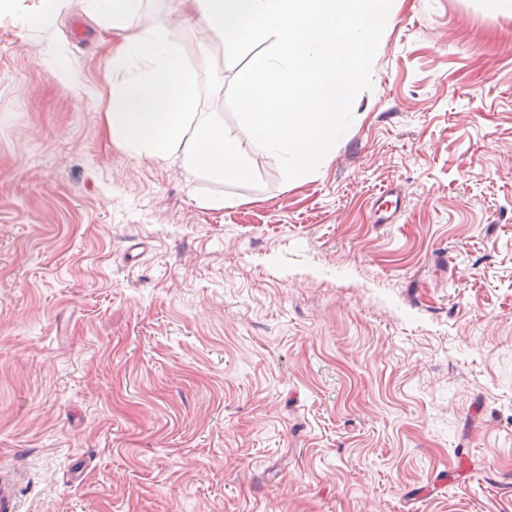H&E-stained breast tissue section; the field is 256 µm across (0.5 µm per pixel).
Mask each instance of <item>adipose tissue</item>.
I'll return each instance as SVG.
<instances>
[{"label":"adipose tissue","mask_w":512,"mask_h":512,"mask_svg":"<svg viewBox=\"0 0 512 512\" xmlns=\"http://www.w3.org/2000/svg\"><path fill=\"white\" fill-rule=\"evenodd\" d=\"M89 20L124 30L113 48V70L140 63L138 74L113 84L104 112L109 136L123 151L180 160L191 175L216 181L249 180L252 172L224 121L197 111L198 82L167 15L133 29L143 0H84ZM189 26L217 35L226 54L257 38L273 53H259L237 87L239 118L255 150L277 156L300 176L336 146L353 91L383 27L386 0H173Z\"/></svg>","instance_id":"obj_1"}]
</instances>
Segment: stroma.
Returning <instances> with one entry per match:
<instances>
[{
	"label": "stroma",
	"mask_w": 512,
	"mask_h": 512,
	"mask_svg": "<svg viewBox=\"0 0 512 512\" xmlns=\"http://www.w3.org/2000/svg\"><path fill=\"white\" fill-rule=\"evenodd\" d=\"M83 9L48 33L0 17L19 512H512V9L391 0L301 178L238 115L270 41L229 59L171 23L253 172L224 183L112 144L122 34Z\"/></svg>",
	"instance_id": "35a3bbf8"
}]
</instances>
